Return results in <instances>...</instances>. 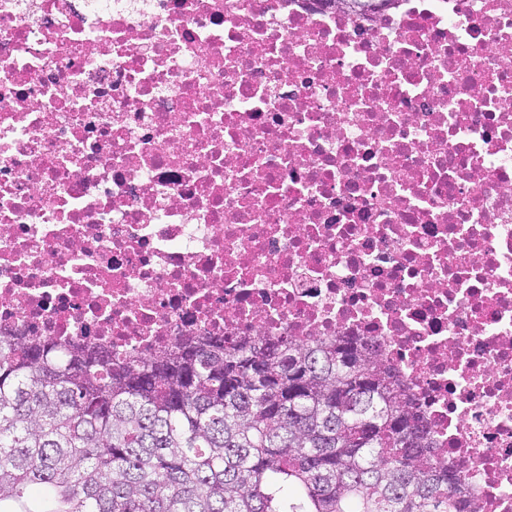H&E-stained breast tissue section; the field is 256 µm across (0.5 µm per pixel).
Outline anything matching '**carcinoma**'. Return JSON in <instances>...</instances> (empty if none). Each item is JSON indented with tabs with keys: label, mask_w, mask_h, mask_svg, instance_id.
<instances>
[{
	"label": "carcinoma",
	"mask_w": 512,
	"mask_h": 512,
	"mask_svg": "<svg viewBox=\"0 0 512 512\" xmlns=\"http://www.w3.org/2000/svg\"><path fill=\"white\" fill-rule=\"evenodd\" d=\"M467 474L345 336H199L150 362L0 336V512H475Z\"/></svg>",
	"instance_id": "cac0c4a2"
}]
</instances>
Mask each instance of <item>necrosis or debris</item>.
<instances>
[{
  "label": "necrosis or debris",
  "instance_id": "1",
  "mask_svg": "<svg viewBox=\"0 0 512 512\" xmlns=\"http://www.w3.org/2000/svg\"><path fill=\"white\" fill-rule=\"evenodd\" d=\"M0 336L378 344L512 512V0H0Z\"/></svg>",
  "mask_w": 512,
  "mask_h": 512
}]
</instances>
